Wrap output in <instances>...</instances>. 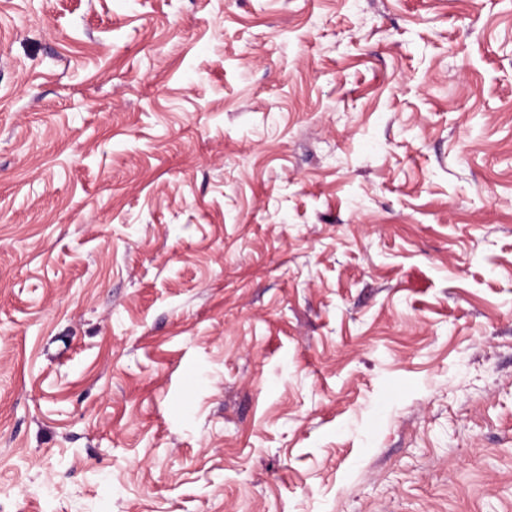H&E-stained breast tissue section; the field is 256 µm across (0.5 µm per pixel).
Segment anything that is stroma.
Segmentation results:
<instances>
[{"mask_svg":"<svg viewBox=\"0 0 512 512\" xmlns=\"http://www.w3.org/2000/svg\"><path fill=\"white\" fill-rule=\"evenodd\" d=\"M0 512H512V0H0Z\"/></svg>","mask_w":512,"mask_h":512,"instance_id":"35a3bbf8","label":"stroma"}]
</instances>
